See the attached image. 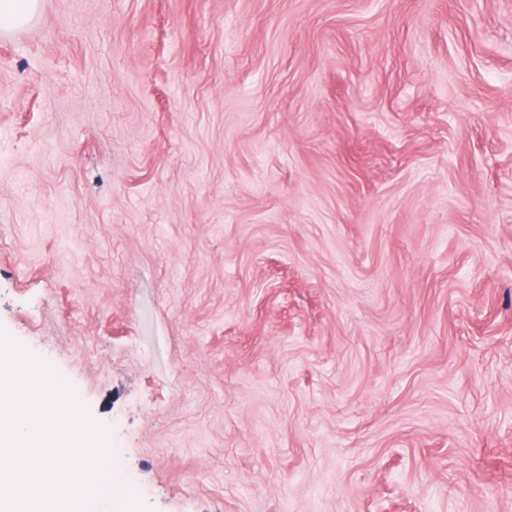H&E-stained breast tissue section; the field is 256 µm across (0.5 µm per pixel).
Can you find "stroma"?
I'll return each mask as SVG.
<instances>
[{
    "instance_id": "obj_1",
    "label": "stroma",
    "mask_w": 512,
    "mask_h": 512,
    "mask_svg": "<svg viewBox=\"0 0 512 512\" xmlns=\"http://www.w3.org/2000/svg\"><path fill=\"white\" fill-rule=\"evenodd\" d=\"M0 331L93 512H512V0H41Z\"/></svg>"
}]
</instances>
